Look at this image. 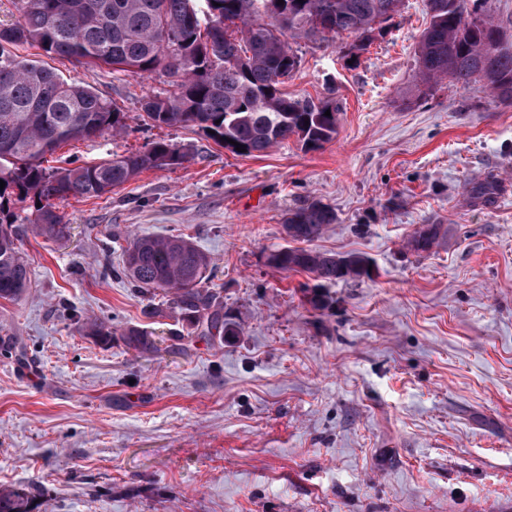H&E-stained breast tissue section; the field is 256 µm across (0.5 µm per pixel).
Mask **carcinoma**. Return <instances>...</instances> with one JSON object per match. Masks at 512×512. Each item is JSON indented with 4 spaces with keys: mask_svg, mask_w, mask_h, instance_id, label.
Here are the masks:
<instances>
[{
    "mask_svg": "<svg viewBox=\"0 0 512 512\" xmlns=\"http://www.w3.org/2000/svg\"><path fill=\"white\" fill-rule=\"evenodd\" d=\"M15 0L20 19L0 24V299L15 301L30 287L21 234L60 238L68 225L58 205L71 198H100L146 170L175 169L189 152L158 140L143 151L114 154L99 163L45 167L46 156L68 141L127 133L125 113L90 86L20 53L35 45L47 57L163 77L173 88L150 95L141 109L154 126L196 127L239 156H254L290 138L318 150L337 133L340 112L330 97L293 99L281 89L300 60L299 39L347 34L349 47L365 52L393 26L401 0ZM430 17L416 50V87L428 95L444 80L468 87L481 83L500 103L512 104V45L499 44L507 28L489 0H424ZM288 15V22L280 16ZM330 115H325V112ZM235 141L245 152L230 144ZM32 202L28 227L6 223L18 204ZM336 222L335 211L311 201L289 213L287 237L300 244ZM442 225L424 224L408 247L429 251ZM269 267L304 272L322 283L369 273L360 253L329 254L283 246L267 256ZM209 256L180 235L129 238L121 274L143 294L161 290L168 307L190 326L225 330L216 293L208 288ZM128 344L147 351L144 331L126 333ZM35 494L0 489V512H33Z\"/></svg>",
    "mask_w": 512,
    "mask_h": 512,
    "instance_id": "1",
    "label": "carcinoma"
}]
</instances>
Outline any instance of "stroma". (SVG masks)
<instances>
[{
  "label": "stroma",
  "instance_id": "35a3bbf8",
  "mask_svg": "<svg viewBox=\"0 0 512 512\" xmlns=\"http://www.w3.org/2000/svg\"><path fill=\"white\" fill-rule=\"evenodd\" d=\"M427 21L403 0L354 67L347 37L298 41L289 96L341 106L315 151L233 155L147 124L163 80L53 60L128 125L55 160L160 139L191 159L61 203L66 238L21 236L32 286L0 299V488L33 489L36 512H512V105L479 84L419 95ZM488 178L496 195L472 198ZM312 200L336 221L311 249L364 254L370 274L321 286L268 266ZM423 224L442 236L419 254L406 243ZM134 233L207 253L235 333L191 329L115 275ZM90 316L110 340L86 335ZM130 329L155 352L129 349Z\"/></svg>",
  "mask_w": 512,
  "mask_h": 512
}]
</instances>
